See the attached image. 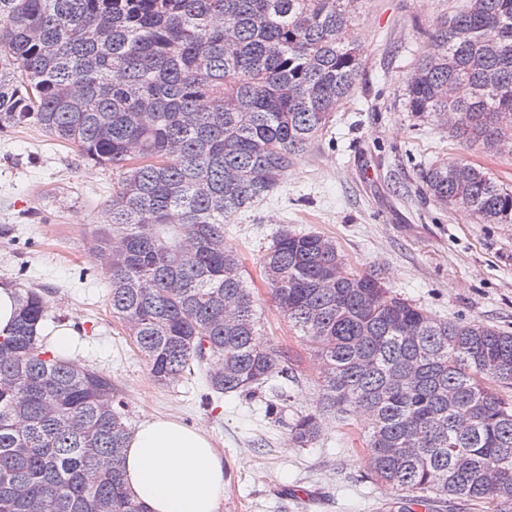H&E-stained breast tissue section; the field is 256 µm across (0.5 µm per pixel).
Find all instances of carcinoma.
<instances>
[{"label": "carcinoma", "mask_w": 512, "mask_h": 512, "mask_svg": "<svg viewBox=\"0 0 512 512\" xmlns=\"http://www.w3.org/2000/svg\"><path fill=\"white\" fill-rule=\"evenodd\" d=\"M360 3L0 0V133L35 127L112 170L111 223L89 248L156 385L204 371L210 402L296 379L281 346H258L255 291L224 225L349 99ZM428 36L407 110L512 156V0H466ZM421 179L446 208L512 224V189L481 165L437 160ZM263 282L322 363L295 446L325 417L366 415L367 469L397 512L448 498L512 512V333L431 316L317 233L279 232ZM15 302L0 335V512H145L125 485L134 428L112 376L49 348L45 291L19 287Z\"/></svg>", "instance_id": "1"}]
</instances>
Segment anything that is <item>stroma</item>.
Returning a JSON list of instances; mask_svg holds the SVG:
<instances>
[{
	"mask_svg": "<svg viewBox=\"0 0 512 512\" xmlns=\"http://www.w3.org/2000/svg\"><path fill=\"white\" fill-rule=\"evenodd\" d=\"M463 0H364L354 20L364 68L330 127L261 202L224 227V239L260 284L265 248L282 228L333 237L353 267L381 271L387 286L441 320H476L512 333V224H482L440 207L421 172L433 161L484 166L512 188V157L467 149L446 126L407 112L404 85L428 48L426 29ZM112 172L70 145L30 129L0 134V284L45 289L50 316L70 326V353L110 374L133 425L169 417L203 431L224 459L215 512H396V495L366 476L350 429L329 420L311 447L288 440L286 422L316 404L318 362L267 292L264 337L280 338L299 367L286 420L261 399L227 395L203 405L201 376L158 387L112 317L109 287L87 240L108 223Z\"/></svg>",
	"mask_w": 512,
	"mask_h": 512,
	"instance_id": "stroma-1",
	"label": "stroma"
}]
</instances>
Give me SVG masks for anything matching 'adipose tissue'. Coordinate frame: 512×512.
Instances as JSON below:
<instances>
[{"mask_svg":"<svg viewBox=\"0 0 512 512\" xmlns=\"http://www.w3.org/2000/svg\"><path fill=\"white\" fill-rule=\"evenodd\" d=\"M125 479L147 512H214L224 493V460L205 433L155 418L130 440Z\"/></svg>","mask_w":512,"mask_h":512,"instance_id":"adipose-tissue-1","label":"adipose tissue"}]
</instances>
